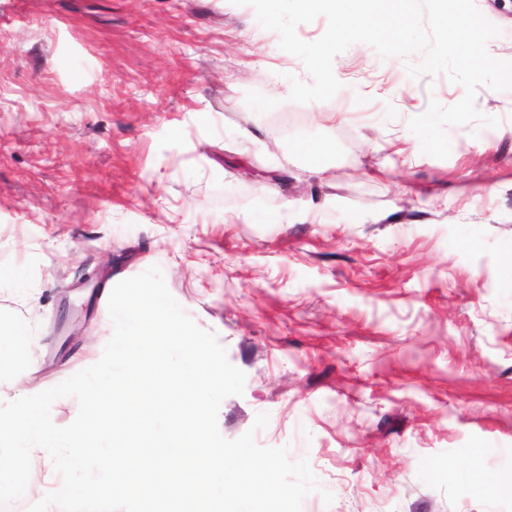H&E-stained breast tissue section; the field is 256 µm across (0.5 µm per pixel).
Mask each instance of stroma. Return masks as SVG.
Returning <instances> with one entry per match:
<instances>
[{
  "label": "stroma",
  "instance_id": "stroma-1",
  "mask_svg": "<svg viewBox=\"0 0 512 512\" xmlns=\"http://www.w3.org/2000/svg\"><path fill=\"white\" fill-rule=\"evenodd\" d=\"M475 4L512 61V0ZM279 41L231 0H0V324L31 326L0 359L40 392L95 364L156 265L246 375L223 437L265 413L307 459L302 512H512V90L438 159L408 121L462 85L357 43L298 104Z\"/></svg>",
  "mask_w": 512,
  "mask_h": 512
}]
</instances>
